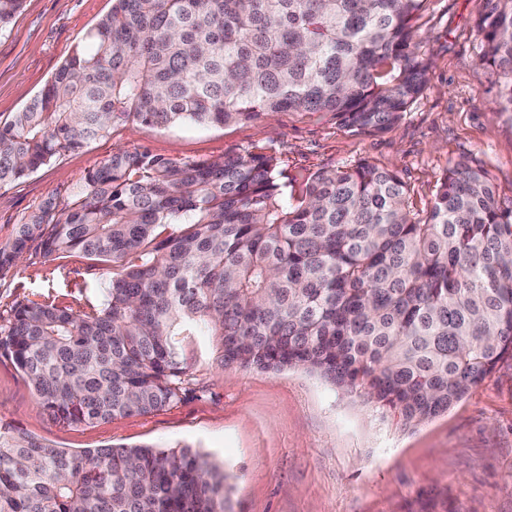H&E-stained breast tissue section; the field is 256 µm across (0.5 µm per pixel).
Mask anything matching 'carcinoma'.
<instances>
[{
  "label": "carcinoma",
  "mask_w": 512,
  "mask_h": 512,
  "mask_svg": "<svg viewBox=\"0 0 512 512\" xmlns=\"http://www.w3.org/2000/svg\"><path fill=\"white\" fill-rule=\"evenodd\" d=\"M24 0H0V32ZM427 0H113L45 88L0 121V188L135 119L224 125L333 112L395 124L425 87ZM481 62L512 111V0H488ZM263 152L178 161L117 149L0 244L112 263L102 307L35 301L0 352L63 425L180 400L176 336L201 324L226 367L303 369L403 427L444 413L512 359V208L447 169L425 213L397 172L324 169L298 191ZM170 232H165V229ZM0 512H226L224 469L189 446L56 448L0 426Z\"/></svg>",
  "instance_id": "obj_1"
}]
</instances>
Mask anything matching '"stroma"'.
<instances>
[{"mask_svg": "<svg viewBox=\"0 0 512 512\" xmlns=\"http://www.w3.org/2000/svg\"><path fill=\"white\" fill-rule=\"evenodd\" d=\"M486 0H428L415 24L431 54L429 81L382 133L354 132L331 112H277L227 125L157 127L119 122L100 141L0 188V243L47 198L66 200L79 179L119 146L174 160L266 152L285 175L366 162L397 171L415 208L430 207L440 175L483 168L512 207V112L481 64L475 22ZM112 0H25L0 33V119L21 111L109 14ZM109 265L79 252L26 254L0 279V316L19 302L86 311L107 299ZM180 401L146 415L92 425L52 421L26 378L0 355V425L73 451L110 445L192 446L224 467L228 512H512V360L454 406L415 427L297 370L227 369L220 340L184 328Z\"/></svg>", "mask_w": 512, "mask_h": 512, "instance_id": "stroma-1", "label": "stroma"}]
</instances>
